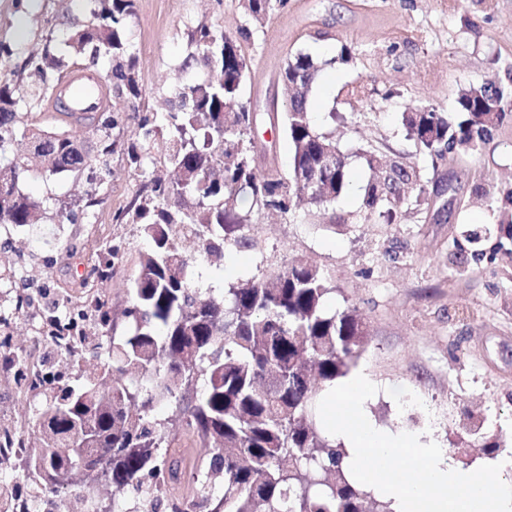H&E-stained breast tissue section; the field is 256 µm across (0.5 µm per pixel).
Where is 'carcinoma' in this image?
Returning a JSON list of instances; mask_svg holds the SVG:
<instances>
[{"instance_id": "carcinoma-1", "label": "carcinoma", "mask_w": 512, "mask_h": 512, "mask_svg": "<svg viewBox=\"0 0 512 512\" xmlns=\"http://www.w3.org/2000/svg\"><path fill=\"white\" fill-rule=\"evenodd\" d=\"M261 26L287 0H240ZM135 0H90L89 14L68 22L65 48L53 33L28 52L22 72L0 75V226L37 224L49 210L62 222L86 220L103 203L112 182V160L126 156L142 169L160 164L172 175L140 183L116 220L143 225L148 249L126 284L128 306L121 317L105 313L103 288L123 259L106 245L94 278L84 282L83 313L55 304L56 349L64 355L95 350L97 338L112 348V363L83 370L71 382L43 372H21L22 394L38 389L32 403L40 446L32 448L0 432V448H16L19 480L36 481L40 494L14 487L0 494V512H52L50 493L74 488L71 512H87L95 485L116 491L98 501L96 512H386L387 503L345 473L344 445L318 418L322 393L347 376L365 345L356 308L330 311L329 279L304 259L279 265L260 260L245 283L220 295L199 283L198 268L220 266L231 249L262 252L252 235L258 217L270 210L284 218L334 201L348 184L346 159L328 168L325 149L337 148L319 133L308 112L312 86L323 67L299 52L282 77L287 112L267 114L282 122L293 148L288 174L253 164L255 110L244 99L250 59L238 39L216 22L200 21L186 31L180 70L203 71L174 81L164 107L142 104L139 60L128 31ZM108 63L104 108L95 129L84 117L48 123L41 108L73 70ZM454 120L431 105L402 113L407 137L436 162L445 153H474L512 118V99L492 81L472 85L457 99ZM166 131L170 153L159 162L150 153L156 134ZM34 158L41 177L67 176L83 186L70 201L40 200L23 184ZM381 171L367 190L365 209L393 218L401 186L421 181L420 172L399 164ZM199 250L186 254L184 239ZM123 330H118V327ZM210 449L192 461L168 453L179 429ZM187 495L172 490L182 479Z\"/></svg>"}]
</instances>
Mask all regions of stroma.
Segmentation results:
<instances>
[{"instance_id":"stroma-1","label":"stroma","mask_w":512,"mask_h":512,"mask_svg":"<svg viewBox=\"0 0 512 512\" xmlns=\"http://www.w3.org/2000/svg\"><path fill=\"white\" fill-rule=\"evenodd\" d=\"M86 9L85 0H0V42L16 50L12 69H21L42 34L63 32L67 16ZM201 20L233 36L246 24L238 0H136L132 30L146 106L160 108L186 55L185 30ZM243 48L250 60L243 94L261 113L286 109L273 84L287 57L303 51L325 61L309 98L312 119L346 155L349 183L316 209L313 224L260 218L254 233L262 252H227L221 268L202 267L204 284L219 290L244 281L264 255L311 261L330 278L329 307H355L365 324L357 366L378 388L366 404L377 425L430 428L451 449L477 418L500 441L499 458L511 460L512 242L498 246L496 236L500 210L512 201V119L481 151L434 164L407 138L401 115L422 103L454 113L460 92L484 81L512 91V0H288ZM367 152L416 168L427 204L391 222L366 214ZM113 167L88 222L49 215L27 229L0 227V275L20 272L42 313L57 296H83L105 243L125 249L106 296L113 314L126 305V281L148 242L139 225L114 216L146 174L118 160ZM66 242L75 252L63 250ZM0 425L35 434L25 398L6 382Z\"/></svg>"}]
</instances>
